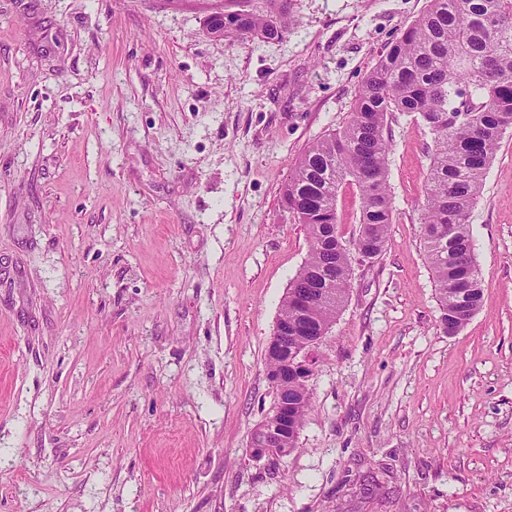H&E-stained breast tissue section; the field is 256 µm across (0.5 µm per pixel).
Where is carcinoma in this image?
<instances>
[{
	"label": "carcinoma",
	"instance_id": "cac0c4a2",
	"mask_svg": "<svg viewBox=\"0 0 512 512\" xmlns=\"http://www.w3.org/2000/svg\"><path fill=\"white\" fill-rule=\"evenodd\" d=\"M283 29L242 9L224 14V35L269 40ZM394 112L418 115L433 135L422 240L440 317L464 328L483 301L470 215L483 177L512 128V0H429L363 80L350 120L311 144L283 188V201L304 225L309 255L281 303L286 352L321 336L349 290L354 256L373 260L393 223L388 186ZM344 184L359 191L361 215L352 247L338 231L336 198ZM291 421L282 447L293 452L311 406L307 388L288 386Z\"/></svg>",
	"mask_w": 512,
	"mask_h": 512
}]
</instances>
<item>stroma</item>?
<instances>
[{
	"label": "stroma",
	"mask_w": 512,
	"mask_h": 512,
	"mask_svg": "<svg viewBox=\"0 0 512 512\" xmlns=\"http://www.w3.org/2000/svg\"><path fill=\"white\" fill-rule=\"evenodd\" d=\"M429 0H0V512H512V130L453 336L423 247L432 135L388 120L393 222L355 266L290 455L252 461L309 240L282 203ZM286 22L216 39V11Z\"/></svg>",
	"instance_id": "obj_1"
}]
</instances>
